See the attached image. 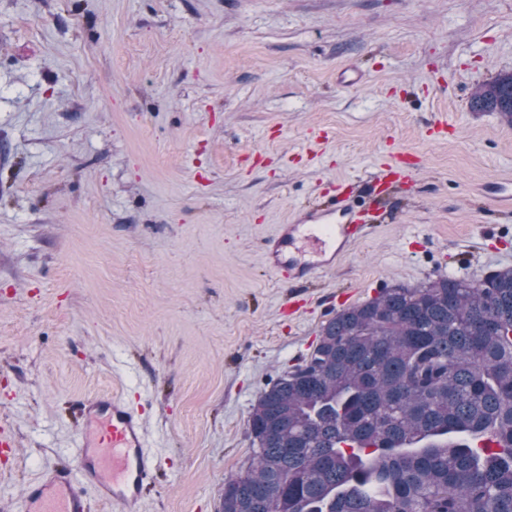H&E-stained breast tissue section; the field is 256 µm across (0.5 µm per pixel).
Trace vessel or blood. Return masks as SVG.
<instances>
[{
  "mask_svg": "<svg viewBox=\"0 0 512 512\" xmlns=\"http://www.w3.org/2000/svg\"><path fill=\"white\" fill-rule=\"evenodd\" d=\"M416 170L412 156L396 154L382 163L369 196L338 187L336 195L298 221L280 225L260 249L267 266L302 282L333 264L344 248L363 239L379 222L387 191ZM81 455L77 466H63L44 481L30 484L23 496L26 512H88V491L125 507L142 501L156 467L146 451L138 415L121 396L98 395L78 405Z\"/></svg>",
  "mask_w": 512,
  "mask_h": 512,
  "instance_id": "obj_1",
  "label": "vessel or blood"
}]
</instances>
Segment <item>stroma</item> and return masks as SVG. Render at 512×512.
<instances>
[{
  "label": "stroma",
  "instance_id": "35a3bbf8",
  "mask_svg": "<svg viewBox=\"0 0 512 512\" xmlns=\"http://www.w3.org/2000/svg\"><path fill=\"white\" fill-rule=\"evenodd\" d=\"M512 0H0V507L75 464L77 406L141 414L135 512H223L247 418L380 288L512 267ZM416 157L382 221L305 286L262 238ZM471 104L474 109L498 112L502 121L512 125V73L500 74L481 86L474 93Z\"/></svg>",
  "mask_w": 512,
  "mask_h": 512
}]
</instances>
